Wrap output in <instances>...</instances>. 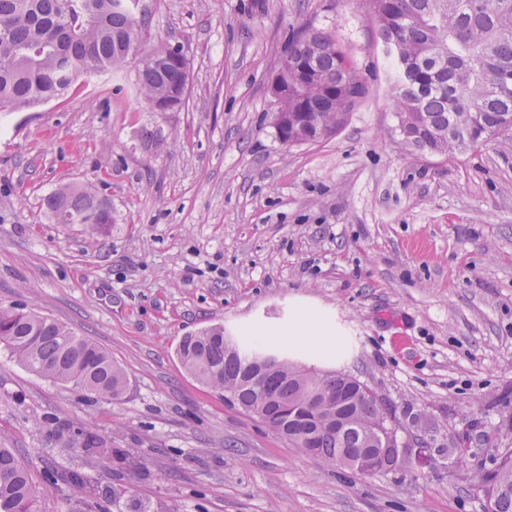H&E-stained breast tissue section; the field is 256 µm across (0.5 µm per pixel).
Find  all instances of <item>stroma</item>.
<instances>
[{
  "label": "stroma",
  "instance_id": "obj_1",
  "mask_svg": "<svg viewBox=\"0 0 512 512\" xmlns=\"http://www.w3.org/2000/svg\"><path fill=\"white\" fill-rule=\"evenodd\" d=\"M145 47H181L185 106L155 112L137 66L0 119V304L50 317L124 370L108 402L0 351V447L42 512H487L512 453V146L433 156L395 131L369 0H141ZM347 46L368 95L336 135L288 146L270 91L304 25ZM93 187L99 232L44 199ZM377 393L400 466L327 467L181 368L182 336L223 325ZM91 430L109 456L72 438Z\"/></svg>",
  "mask_w": 512,
  "mask_h": 512
}]
</instances>
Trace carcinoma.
Here are the masks:
<instances>
[{"label": "carcinoma", "instance_id": "cac0c4a2", "mask_svg": "<svg viewBox=\"0 0 512 512\" xmlns=\"http://www.w3.org/2000/svg\"><path fill=\"white\" fill-rule=\"evenodd\" d=\"M139 0H0V112L47 102L92 73H118L140 54L136 94L153 111L176 112L185 103L188 72L180 50L160 45L139 52L143 19ZM375 38L391 58L398 125L415 130L405 145L437 154L476 151L512 132V0H372ZM288 67L279 69L285 96L274 120L286 145L316 143L338 133L367 95L346 47L311 26L288 39ZM44 204L56 224L97 231L112 210L93 189L62 187ZM0 348L33 374L70 384L100 399H119L123 370L97 343L62 323L0 305ZM185 372L224 393L257 417L268 410L249 382L253 368L270 363L266 386L279 401L301 408L317 400L315 414L275 433L332 467L354 448L395 457L383 433L393 434L378 395L355 377L292 360L259 341H237L212 325L183 337L176 350ZM345 426L331 425L336 414ZM488 512H512V455L498 462L485 489ZM39 487L9 448H0V512L39 508Z\"/></svg>", "mask_w": 512, "mask_h": 512}]
</instances>
